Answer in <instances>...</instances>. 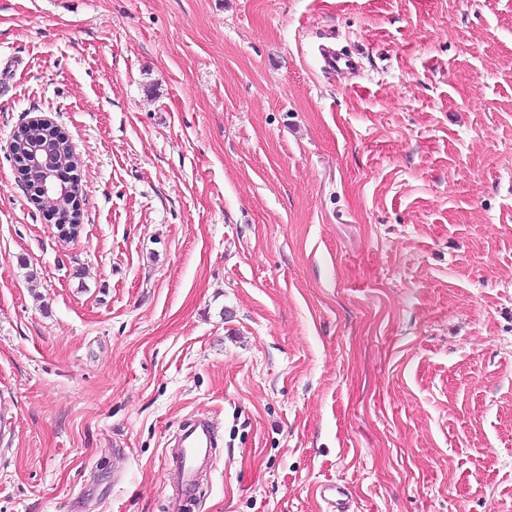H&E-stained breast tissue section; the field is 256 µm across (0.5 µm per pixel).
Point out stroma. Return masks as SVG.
Returning <instances> with one entry per match:
<instances>
[{"label": "stroma", "mask_w": 512, "mask_h": 512, "mask_svg": "<svg viewBox=\"0 0 512 512\" xmlns=\"http://www.w3.org/2000/svg\"><path fill=\"white\" fill-rule=\"evenodd\" d=\"M194 414L196 512H512V0H0V512H168ZM28 126H33L30 129L27 136V142L30 146H38L42 152L38 153L34 150L32 154L26 158V160L18 154H13L14 163L19 173L25 172L27 168L35 165L39 169L40 179L33 183L26 181L30 194L31 201H36L39 204L46 196L51 192L58 191L60 194H64L65 191L69 190L73 184L77 181V175L74 174L77 167H65L61 164L75 161L72 147L66 142L59 141L57 139H51L43 132L39 127L48 128L47 132L62 137L52 126L51 122L46 118H38L32 120L22 131L16 136V141H22L27 135ZM39 126V127H34ZM52 153L58 160L53 162L44 152ZM82 198L78 196L77 199L72 203L67 221L64 222L60 219V215L57 209H52V211L58 216V224H56L58 235L63 239H73L78 237L81 224L80 223V214L82 209ZM65 223V224H64ZM218 432L207 417H193L183 422L173 435L174 448L172 477L178 491V503L172 512H185L191 502L199 499L202 492L200 473L217 446Z\"/></svg>", "instance_id": "stroma-1"}]
</instances>
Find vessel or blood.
<instances>
[{"label": "vessel or blood", "mask_w": 512, "mask_h": 512, "mask_svg": "<svg viewBox=\"0 0 512 512\" xmlns=\"http://www.w3.org/2000/svg\"><path fill=\"white\" fill-rule=\"evenodd\" d=\"M218 432L206 417H193L183 422L173 435L177 454L173 459L172 477L178 491V503L172 512H186L202 492L200 473L217 445Z\"/></svg>", "instance_id": "1"}]
</instances>
